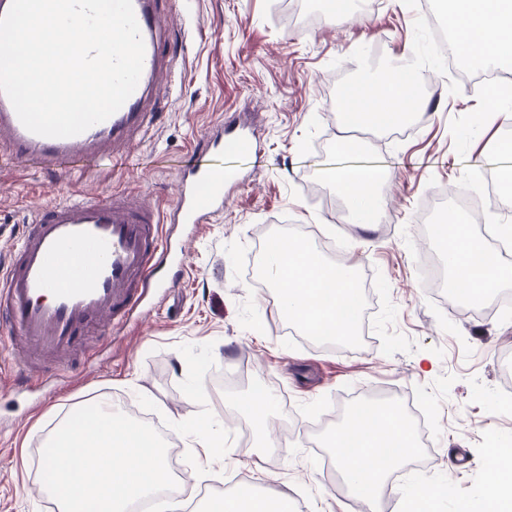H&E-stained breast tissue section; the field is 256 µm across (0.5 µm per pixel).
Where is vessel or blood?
<instances>
[{
  "label": "vessel or blood",
  "instance_id": "b4317fda",
  "mask_svg": "<svg viewBox=\"0 0 512 512\" xmlns=\"http://www.w3.org/2000/svg\"><path fill=\"white\" fill-rule=\"evenodd\" d=\"M145 45L141 78H154L168 56L158 34V0H132ZM144 89L136 87L105 121L67 138L28 131L9 99L0 93V151L48 171L65 172L79 157L111 154L116 146L142 138L150 127ZM249 139L234 132L219 144V157L199 160L177 185L171 221L200 224L224 204V186L238 173L223 157L247 153ZM158 211L131 193L105 199L70 198L39 209L29 224L16 260L0 274V311L11 344L33 353L65 358L90 352L89 332L114 318L142 314L151 290L160 288L155 260L170 254Z\"/></svg>",
  "mask_w": 512,
  "mask_h": 512
}]
</instances>
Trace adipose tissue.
I'll return each instance as SVG.
<instances>
[{
	"mask_svg": "<svg viewBox=\"0 0 512 512\" xmlns=\"http://www.w3.org/2000/svg\"><path fill=\"white\" fill-rule=\"evenodd\" d=\"M448 20L456 32L462 54L479 53L490 63L512 62V0H448ZM425 77L413 63L389 67L386 77L362 78L347 83L340 97L343 114L336 133V145L345 153L356 152L353 128L372 125L390 129L410 116L408 104L418 99L417 89ZM379 169L343 167L337 169L333 184L349 210L353 223L362 228L376 224L381 212ZM448 274L455 286L474 289L481 301L491 300L502 288L512 287V265L493 251L480 249L465 224L442 234ZM263 276L277 292L280 315L297 324L307 335H328L342 340L354 335L349 316L356 307L359 289L357 269L351 264L326 263L304 244L291 228L275 236L274 244L260 261ZM235 406L251 421L260 447H268L267 422L274 412L271 395L252 390L235 396ZM182 435L198 448L205 463L223 460L222 444L213 438L212 422L203 414L177 420ZM210 512H293L284 495L225 497L209 505Z\"/></svg>",
	"mask_w": 512,
	"mask_h": 512,
	"instance_id": "1",
	"label": "adipose tissue"
}]
</instances>
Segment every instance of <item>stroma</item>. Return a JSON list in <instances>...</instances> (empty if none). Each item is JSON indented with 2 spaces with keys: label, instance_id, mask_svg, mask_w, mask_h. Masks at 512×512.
<instances>
[{
  "label": "stroma",
  "instance_id": "stroma-1",
  "mask_svg": "<svg viewBox=\"0 0 512 512\" xmlns=\"http://www.w3.org/2000/svg\"><path fill=\"white\" fill-rule=\"evenodd\" d=\"M424 2L355 0V21L336 25L327 0H162L161 34L175 45L179 90L158 84L153 100L161 111L147 136L122 158H89L64 176L27 161L0 162L2 270L42 205L76 191L102 199L129 191L163 215L179 172L211 156L233 119L247 121L254 143L238 181L224 186L223 210L198 226L167 225L188 240L185 254L173 258L180 274L163 270L167 289L149 314L102 327L95 358L76 356L63 370L43 364L48 384L29 392L17 385L24 354L0 330V512H56L40 491V449L52 425L79 404L111 396L174 438V419L193 412L188 394L197 388L224 433V472L195 480L192 451L179 447L182 502H196L204 490L247 489L288 496L304 512H351L341 475H323L326 452L316 436L340 402L384 387L429 404L427 462L404 465L399 478L444 474L454 461L455 483L471 487L483 433L512 431L497 368L512 350V315H468L431 295L420 276L419 216L430 194L477 195L479 169L503 173L512 130L473 121L485 96L475 80L486 66L463 56L462 79L449 78ZM406 53L426 73L419 123L397 135H357L359 152L339 153L340 86L370 75L369 61L383 70ZM349 165L384 175L381 220L368 230L309 194L314 184L335 198L329 174ZM284 224L307 229L310 243L332 242L369 282L374 306L364 347H320L289 331L263 285L256 248ZM261 377L275 400L268 423L275 450L263 458L244 415L227 401Z\"/></svg>",
  "mask_w": 512,
  "mask_h": 512
}]
</instances>
